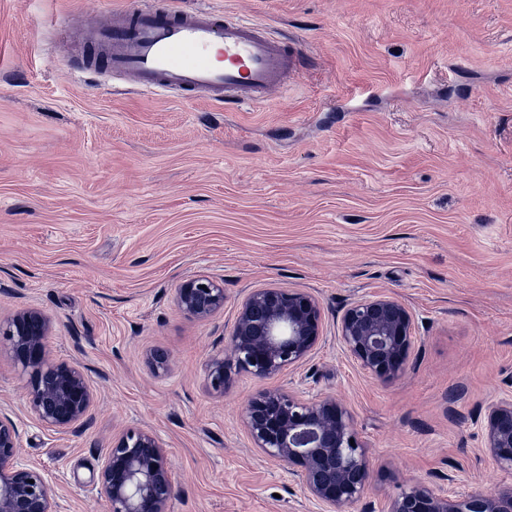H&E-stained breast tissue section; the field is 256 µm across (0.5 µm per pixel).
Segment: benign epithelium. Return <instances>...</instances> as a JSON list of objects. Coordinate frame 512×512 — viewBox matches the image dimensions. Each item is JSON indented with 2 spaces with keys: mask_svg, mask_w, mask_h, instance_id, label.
<instances>
[{
  "mask_svg": "<svg viewBox=\"0 0 512 512\" xmlns=\"http://www.w3.org/2000/svg\"><path fill=\"white\" fill-rule=\"evenodd\" d=\"M181 313L204 319L224 307V288L195 277L176 289ZM52 328L37 308L0 320L6 348L28 376L27 404L45 427L65 431L83 420L93 390L75 365L52 360L45 339ZM415 317L400 300L375 296L349 305L337 340L362 371L380 381L401 376L414 347ZM323 332L320 304L286 288L249 293L238 309L224 357L208 365L212 389L224 392L232 371L272 379L306 361ZM246 429L264 457L284 465L319 512H344L363 497L375 476L350 410L331 395L307 398L287 388L266 390L244 409ZM484 450L512 469V396L491 403L480 419ZM20 433L0 411V512H57L53 484L36 467L19 463ZM108 512H168L174 490L166 447L152 431L129 429L112 437L95 476ZM386 512H512V494H459L426 481L410 483Z\"/></svg>",
  "mask_w": 512,
  "mask_h": 512,
  "instance_id": "benign-epithelium-1",
  "label": "benign epithelium"
}]
</instances>
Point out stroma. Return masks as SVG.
<instances>
[{
	"mask_svg": "<svg viewBox=\"0 0 512 512\" xmlns=\"http://www.w3.org/2000/svg\"><path fill=\"white\" fill-rule=\"evenodd\" d=\"M143 2L0 0V318L49 314L51 357L95 394L51 430L1 353L20 462L58 512H106L105 449L148 429L168 450V512H318L243 423L279 386L351 411L376 474L346 512L451 469L460 491L512 493L476 425L512 395V0H177L265 23L311 59L267 103L226 109L79 71L87 27ZM191 277L224 289L209 318L175 305ZM259 288L314 296L323 338L278 377L213 391L207 365ZM375 295L416 318L387 382L336 341L345 308Z\"/></svg>",
	"mask_w": 512,
	"mask_h": 512,
	"instance_id": "1",
	"label": "stroma"
}]
</instances>
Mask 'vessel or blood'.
Wrapping results in <instances>:
<instances>
[{
    "instance_id": "1",
    "label": "vessel or blood",
    "mask_w": 512,
    "mask_h": 512,
    "mask_svg": "<svg viewBox=\"0 0 512 512\" xmlns=\"http://www.w3.org/2000/svg\"><path fill=\"white\" fill-rule=\"evenodd\" d=\"M92 61L140 89L206 95L215 105H261L297 75L306 56L266 25L172 0L113 13L98 28Z\"/></svg>"
}]
</instances>
